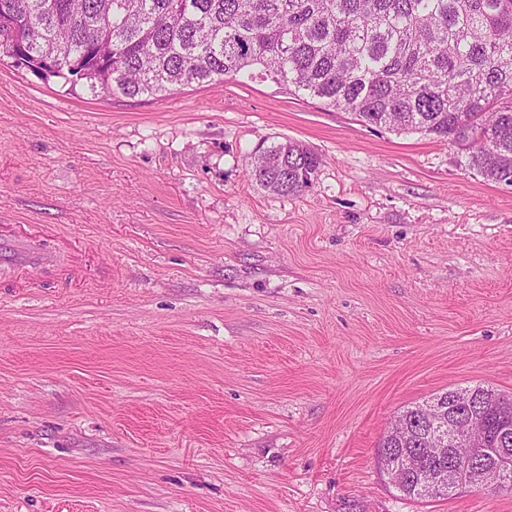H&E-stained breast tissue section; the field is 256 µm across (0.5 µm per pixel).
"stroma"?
<instances>
[{
    "instance_id": "obj_1",
    "label": "stroma",
    "mask_w": 512,
    "mask_h": 512,
    "mask_svg": "<svg viewBox=\"0 0 512 512\" xmlns=\"http://www.w3.org/2000/svg\"><path fill=\"white\" fill-rule=\"evenodd\" d=\"M318 156L262 189L259 146ZM75 244L0 270V512H512L416 501L399 410L512 397V186L450 144L240 77L108 98L0 59V225ZM318 167V158L303 145L274 142L254 154L249 175L262 188L294 195L312 185ZM440 400L448 410V389L435 393L431 398L422 403L415 402L407 405L400 412L399 419L408 427L406 435L392 436L387 434L381 440L379 448V463L383 472L388 470L391 463L401 467L404 472L399 473V487H396L404 495L413 499H426L432 496L423 488V480L416 475L408 460L410 457L419 456L429 461H435L434 448H429L430 440L426 438L429 426V411L431 404ZM400 448H407L401 450Z\"/></svg>"
}]
</instances>
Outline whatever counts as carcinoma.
<instances>
[{"mask_svg": "<svg viewBox=\"0 0 512 512\" xmlns=\"http://www.w3.org/2000/svg\"><path fill=\"white\" fill-rule=\"evenodd\" d=\"M0 53L40 79L86 82L107 97L162 99L241 74L348 112L368 127L419 132L458 147L466 167L512 186V0H0ZM319 160L274 142L249 175L280 195L313 183ZM476 416L496 432L512 399L481 385ZM404 407L403 436L379 463L399 487L430 494L409 458L434 460L431 404Z\"/></svg>", "mask_w": 512, "mask_h": 512, "instance_id": "obj_1", "label": "carcinoma"}]
</instances>
